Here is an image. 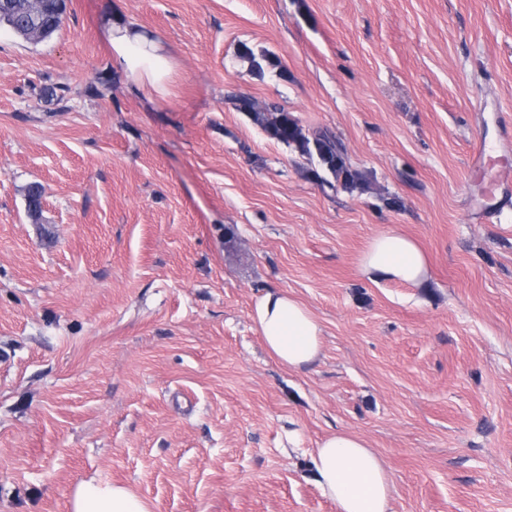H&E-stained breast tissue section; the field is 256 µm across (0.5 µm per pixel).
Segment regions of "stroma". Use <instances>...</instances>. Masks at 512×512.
<instances>
[{
  "instance_id": "35a3bbf8",
  "label": "stroma",
  "mask_w": 512,
  "mask_h": 512,
  "mask_svg": "<svg viewBox=\"0 0 512 512\" xmlns=\"http://www.w3.org/2000/svg\"><path fill=\"white\" fill-rule=\"evenodd\" d=\"M115 13L171 50L167 96L114 67ZM242 96L333 131L369 188H321ZM507 114L512 0H67L50 38L1 33L0 512L90 477L151 512H336L310 467L339 428L392 512H512ZM390 229L424 285L361 275ZM269 288L319 320L312 369L266 351Z\"/></svg>"
}]
</instances>
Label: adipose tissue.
Returning <instances> with one entry per match:
<instances>
[{
    "mask_svg": "<svg viewBox=\"0 0 512 512\" xmlns=\"http://www.w3.org/2000/svg\"><path fill=\"white\" fill-rule=\"evenodd\" d=\"M107 43L116 66L134 90L167 94L173 60L162 41L147 29L113 17ZM368 279L425 282L428 259L421 246L399 231L374 236L359 261ZM254 321L267 352L295 371L309 370L322 353V328L311 310L288 292L267 291L257 302ZM312 475L336 512H390L392 481L384 461L359 435L339 429L319 443ZM70 512H150L147 503L125 486L96 479L80 481Z\"/></svg>",
    "mask_w": 512,
    "mask_h": 512,
    "instance_id": "adipose-tissue-1",
    "label": "adipose tissue"
}]
</instances>
